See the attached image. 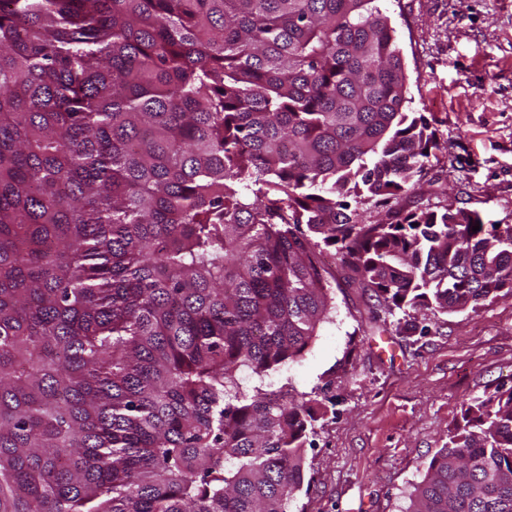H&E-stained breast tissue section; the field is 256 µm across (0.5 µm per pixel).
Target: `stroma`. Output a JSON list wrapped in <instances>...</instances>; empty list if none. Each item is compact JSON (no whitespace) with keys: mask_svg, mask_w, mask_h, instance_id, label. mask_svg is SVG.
Wrapping results in <instances>:
<instances>
[{"mask_svg":"<svg viewBox=\"0 0 512 512\" xmlns=\"http://www.w3.org/2000/svg\"><path fill=\"white\" fill-rule=\"evenodd\" d=\"M408 78L406 111L436 131L421 188L389 210L367 200L369 224L445 204L483 223L512 224V0H380ZM335 311L296 362L275 373L291 393L323 391L327 411L305 449L294 512H403L463 406L512 385V298L426 316L404 332L372 291L349 283L338 254Z\"/></svg>","mask_w":512,"mask_h":512,"instance_id":"obj_1","label":"stroma"}]
</instances>
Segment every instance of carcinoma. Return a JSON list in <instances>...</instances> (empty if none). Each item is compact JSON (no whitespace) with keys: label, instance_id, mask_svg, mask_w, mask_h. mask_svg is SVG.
Listing matches in <instances>:
<instances>
[{"label":"carcinoma","instance_id":"1","mask_svg":"<svg viewBox=\"0 0 512 512\" xmlns=\"http://www.w3.org/2000/svg\"><path fill=\"white\" fill-rule=\"evenodd\" d=\"M378 0H0V512H292L332 247L393 314L512 297V224H367L437 148ZM405 512H512V386Z\"/></svg>","mask_w":512,"mask_h":512}]
</instances>
